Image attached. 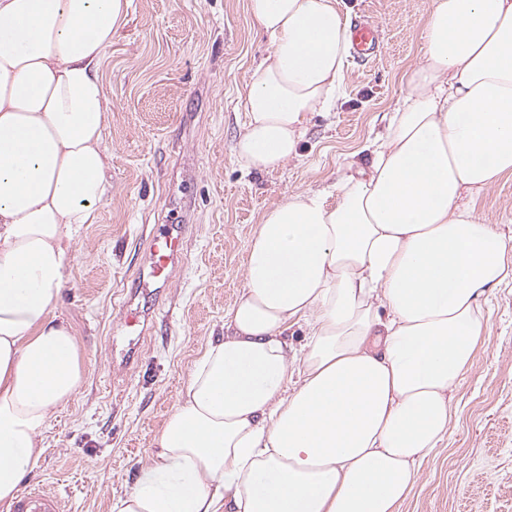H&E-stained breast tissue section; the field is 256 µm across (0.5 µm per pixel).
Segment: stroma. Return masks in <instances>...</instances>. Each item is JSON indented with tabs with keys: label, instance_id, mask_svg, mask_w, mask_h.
Here are the masks:
<instances>
[{
	"label": "stroma",
	"instance_id": "35a3bbf8",
	"mask_svg": "<svg viewBox=\"0 0 512 512\" xmlns=\"http://www.w3.org/2000/svg\"><path fill=\"white\" fill-rule=\"evenodd\" d=\"M339 5L346 19L379 24L382 52L349 61L336 110L312 116L298 157L259 172L232 154L246 122L244 84L271 50L247 0H131L102 71L107 193L93 223L77 227L76 260L55 304L83 379L38 436L24 489L58 493L68 512H111L149 461L203 348L223 335L264 211L368 165L401 77L422 57L430 0ZM464 201L512 248V175ZM167 215L185 226L184 262L168 288L139 287L146 241ZM126 300L146 314L143 331L123 324ZM483 311L474 360L454 392L457 418L400 512H512V282L490 292Z\"/></svg>",
	"mask_w": 512,
	"mask_h": 512
}]
</instances>
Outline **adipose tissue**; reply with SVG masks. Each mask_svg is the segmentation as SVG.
<instances>
[{
	"instance_id": "obj_1",
	"label": "adipose tissue",
	"mask_w": 512,
	"mask_h": 512,
	"mask_svg": "<svg viewBox=\"0 0 512 512\" xmlns=\"http://www.w3.org/2000/svg\"><path fill=\"white\" fill-rule=\"evenodd\" d=\"M128 2L0 0V504L82 380L54 305L106 193L101 72ZM338 5L248 0L272 50L245 85V168L284 166L332 110ZM403 86L368 169L265 212L223 336L112 512H399L448 435L481 298L512 277L503 236L461 202L512 174V0H431Z\"/></svg>"
}]
</instances>
